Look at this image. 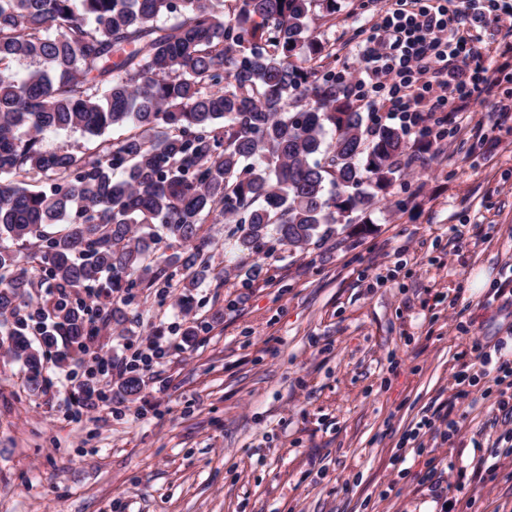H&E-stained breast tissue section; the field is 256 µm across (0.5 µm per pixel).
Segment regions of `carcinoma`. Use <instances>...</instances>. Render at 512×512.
<instances>
[{
  "label": "carcinoma",
  "mask_w": 512,
  "mask_h": 512,
  "mask_svg": "<svg viewBox=\"0 0 512 512\" xmlns=\"http://www.w3.org/2000/svg\"><path fill=\"white\" fill-rule=\"evenodd\" d=\"M335 2L0 0V343L31 390L58 338L65 365L97 322L125 317L133 289L178 274L185 298L199 286L197 247L151 265L154 225L189 246L208 216L235 217L234 245L251 255L302 248L381 201L412 146L393 126L366 140L363 113L324 78L308 19ZM24 62L36 69L21 77ZM124 125L135 132L103 140ZM50 129L101 142L48 151ZM32 238L39 250L21 254ZM33 269L52 294H33ZM87 288L122 306L89 315ZM32 311L51 321L37 344ZM142 386L132 374L120 392ZM101 394L78 384L80 402Z\"/></svg>",
  "instance_id": "obj_1"
}]
</instances>
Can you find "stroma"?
Here are the masks:
<instances>
[{
  "instance_id": "stroma-1",
  "label": "stroma",
  "mask_w": 512,
  "mask_h": 512,
  "mask_svg": "<svg viewBox=\"0 0 512 512\" xmlns=\"http://www.w3.org/2000/svg\"><path fill=\"white\" fill-rule=\"evenodd\" d=\"M394 2L312 16L335 69L358 67ZM498 98L476 97L455 150L420 152L363 222L259 256V279L234 274L255 261L207 218L192 303L159 279L96 338L123 357L172 337L137 399L104 375L81 416L66 369L47 361L32 391L0 359V512H512V419L455 382L469 339L512 352V132ZM446 412L460 421L451 440H409ZM431 459L442 488L400 478Z\"/></svg>"
}]
</instances>
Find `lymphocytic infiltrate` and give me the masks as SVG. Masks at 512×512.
I'll list each match as a JSON object with an SVG mask.
<instances>
[{"label":"lymphocytic infiltrate","instance_id":"f902f5d3","mask_svg":"<svg viewBox=\"0 0 512 512\" xmlns=\"http://www.w3.org/2000/svg\"><path fill=\"white\" fill-rule=\"evenodd\" d=\"M505 15L512 16V0H396L361 45L359 67L334 77L365 106L373 127L393 122L412 141L446 147L456 139L460 111L495 85L475 32ZM468 350L471 360L457 375L460 397L476 387L481 398H495L499 409L512 412V359L476 338ZM167 353L150 336L130 358L116 362L100 354L96 361L121 378L150 369Z\"/></svg>","mask_w":512,"mask_h":512}]
</instances>
